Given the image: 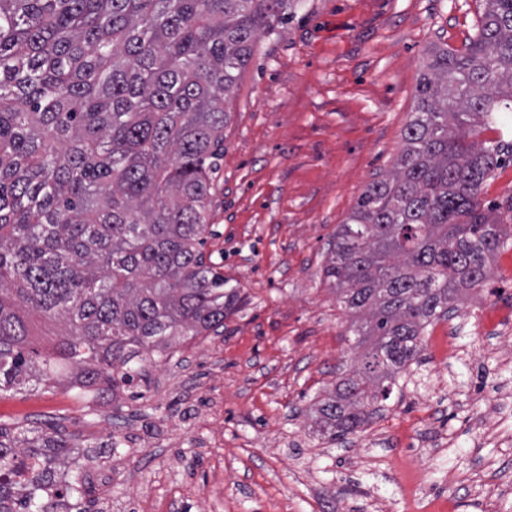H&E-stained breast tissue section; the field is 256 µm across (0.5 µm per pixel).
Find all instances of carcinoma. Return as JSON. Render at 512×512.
Segmentation results:
<instances>
[{"mask_svg":"<svg viewBox=\"0 0 512 512\" xmlns=\"http://www.w3.org/2000/svg\"><path fill=\"white\" fill-rule=\"evenodd\" d=\"M292 0H0V391L66 378L117 390L134 360L224 327L237 300L202 251L226 103ZM394 169L370 183L323 273L354 317L358 367L321 400L331 442L355 434L419 361L425 328L512 241L481 205L512 143V0H485L464 53L431 49ZM61 317L55 355L24 313ZM72 444L0 426V512H58Z\"/></svg>","mask_w":512,"mask_h":512,"instance_id":"1","label":"carcinoma"}]
</instances>
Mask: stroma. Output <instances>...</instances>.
Listing matches in <instances>:
<instances>
[{
  "instance_id": "1",
  "label": "stroma",
  "mask_w": 512,
  "mask_h": 512,
  "mask_svg": "<svg viewBox=\"0 0 512 512\" xmlns=\"http://www.w3.org/2000/svg\"><path fill=\"white\" fill-rule=\"evenodd\" d=\"M483 0H298L227 104L203 251L240 302L219 331L83 414L75 393L7 391L0 425L112 457V512H512V246L425 330L380 412L343 442L313 409L354 366L352 318L323 269L367 186L392 170L425 56L464 51ZM512 225V163L484 182ZM136 438L137 447L125 445Z\"/></svg>"
}]
</instances>
